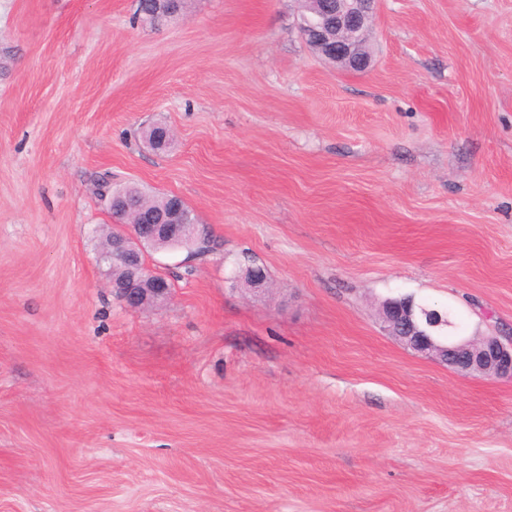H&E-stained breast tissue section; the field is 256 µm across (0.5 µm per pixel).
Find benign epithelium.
I'll use <instances>...</instances> for the list:
<instances>
[{
  "label": "benign epithelium",
  "mask_w": 512,
  "mask_h": 512,
  "mask_svg": "<svg viewBox=\"0 0 512 512\" xmlns=\"http://www.w3.org/2000/svg\"><path fill=\"white\" fill-rule=\"evenodd\" d=\"M300 31L320 56L353 71H365L370 56L363 52L377 0H306ZM198 225L182 222L180 208L149 224L111 234L103 261L109 264L108 287L130 309L165 300L172 293L169 277L149 270L142 245L160 240L195 238ZM119 266L123 275H112ZM267 284L261 266L247 269L244 285L261 292ZM382 330L404 348L430 358L458 374L512 380V336L466 335L447 309L417 305L414 299L383 301L378 311Z\"/></svg>",
  "instance_id": "7a95c632"
}]
</instances>
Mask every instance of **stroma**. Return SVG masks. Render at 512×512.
<instances>
[{
  "label": "stroma",
  "instance_id": "obj_1",
  "mask_svg": "<svg viewBox=\"0 0 512 512\" xmlns=\"http://www.w3.org/2000/svg\"><path fill=\"white\" fill-rule=\"evenodd\" d=\"M136 8L0 0V512H512V381L378 317L512 334V0H379L362 73L300 0ZM106 171L218 244L148 252L162 305L105 286ZM163 0H138V15L141 20L152 26L158 27L164 22L163 19L167 17L166 5ZM378 316L382 330L404 348L458 374L512 380V336L465 335L448 309L416 305L412 297L383 301Z\"/></svg>",
  "mask_w": 512,
  "mask_h": 512
}]
</instances>
